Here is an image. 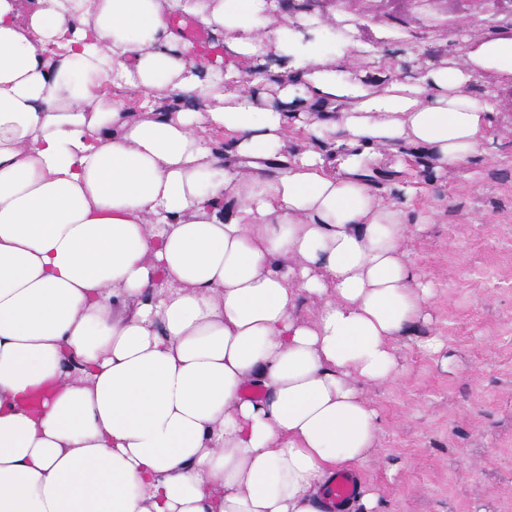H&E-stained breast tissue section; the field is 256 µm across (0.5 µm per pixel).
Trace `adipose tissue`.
I'll list each match as a JSON object with an SVG mask.
<instances>
[{"label":"adipose tissue","mask_w":512,"mask_h":512,"mask_svg":"<svg viewBox=\"0 0 512 512\" xmlns=\"http://www.w3.org/2000/svg\"><path fill=\"white\" fill-rule=\"evenodd\" d=\"M361 22L350 0L298 21L277 0H0V512H327L376 451L366 392L397 380L432 288L373 180L387 152H485L512 121V29L414 78L379 55L405 29L363 43ZM330 499L336 507H343L355 497L356 486L351 477L340 474L330 486Z\"/></svg>","instance_id":"1"}]
</instances>
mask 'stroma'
I'll list each match as a JSON object with an SVG mask.
<instances>
[{
	"label": "stroma",
	"mask_w": 512,
	"mask_h": 512,
	"mask_svg": "<svg viewBox=\"0 0 512 512\" xmlns=\"http://www.w3.org/2000/svg\"><path fill=\"white\" fill-rule=\"evenodd\" d=\"M448 2L464 10L440 21L434 0H416L401 19L415 54L400 40L382 47L394 67L447 59L464 36L512 25V0ZM493 133L479 161L390 169L375 187L421 221L406 246L433 285L428 321L401 341L399 379L367 392L382 433L355 474L383 512H512V127Z\"/></svg>",
	"instance_id": "stroma-1"
}]
</instances>
